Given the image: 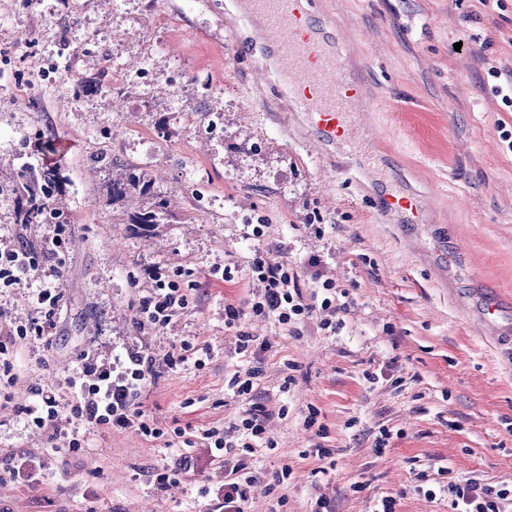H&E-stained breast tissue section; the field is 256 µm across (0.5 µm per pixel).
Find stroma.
<instances>
[{
    "instance_id": "1",
    "label": "stroma",
    "mask_w": 512,
    "mask_h": 512,
    "mask_svg": "<svg viewBox=\"0 0 512 512\" xmlns=\"http://www.w3.org/2000/svg\"><path fill=\"white\" fill-rule=\"evenodd\" d=\"M224 2L0 0V185L19 180L30 154H48L71 227L59 253L40 256L43 273L63 270L52 339L18 341V379L0 386V462L37 455L48 478L0 483V512H214L240 465L255 477L246 512H313L320 496L324 512H371L384 496L396 512H448L458 479L511 488L512 106L498 88L512 73V0H314L368 62L370 120L391 133L382 154L427 198L417 224L375 216L365 160L322 147L271 102L263 75L233 50L240 33L226 27ZM89 36L114 61L78 51ZM29 39L35 57L10 54ZM41 61L56 80L42 79ZM147 63L154 81L125 80ZM89 77L102 91L86 102L72 84ZM212 104L224 109L219 133L205 128ZM149 145L159 149L150 161ZM130 171L171 197L147 236L129 217L148 199L108 197L113 176ZM257 247L297 270L307 293L317 256L349 292L344 328L321 329L316 313L291 331L249 312ZM154 267L188 305L144 327ZM228 304L244 311L237 325L224 322ZM36 315L29 283L0 288V337ZM243 331L265 352L240 351ZM137 351L156 359L138 398L150 434L91 429L64 408L58 427L79 445L52 448L23 414L37 388L66 405L83 357L116 365ZM255 365L252 399L235 395L231 377ZM255 403L274 449L223 459L198 444ZM186 452L196 469L175 473Z\"/></svg>"
}]
</instances>
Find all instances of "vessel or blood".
<instances>
[{"mask_svg": "<svg viewBox=\"0 0 512 512\" xmlns=\"http://www.w3.org/2000/svg\"><path fill=\"white\" fill-rule=\"evenodd\" d=\"M236 7L252 29L236 41V53L271 77L276 99L301 113L320 143L341 144L367 160L380 187L373 198L377 213L419 219L421 197L390 178L374 151L375 138L365 134L371 98L338 47L331 17L315 12L312 0H237Z\"/></svg>", "mask_w": 512, "mask_h": 512, "instance_id": "b4317fda", "label": "vessel or blood"}]
</instances>
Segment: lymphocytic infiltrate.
I'll list each match as a JSON object with an SVG mask.
<instances>
[{"mask_svg":"<svg viewBox=\"0 0 512 512\" xmlns=\"http://www.w3.org/2000/svg\"><path fill=\"white\" fill-rule=\"evenodd\" d=\"M248 269L259 283V290L251 302L253 314L272 318L279 324L288 325L309 316L314 311L323 314L322 325L330 331L343 328L346 304L337 302L335 284L326 279L321 283L325 293L320 304L306 302L300 287V277L287 265L269 263L262 249H254ZM39 270L35 252L22 247L0 251V284L10 287L22 280L34 278ZM152 286L149 296L142 303L143 322L147 325H163L187 304V297L176 281L170 280L161 270H152ZM59 282H45L37 288L34 300L44 312L43 322H31L13 326L12 336L26 338L37 335L49 338L54 327L53 316L60 298ZM120 380H113L112 370L83 360L79 379L73 382L72 414L95 427L133 429L149 433L150 428L135 402L148 380L157 373L153 356L141 353L128 354L123 362ZM451 512H504L505 501L512 491L480 484L472 478H464L451 485Z\"/></svg>","mask_w":512,"mask_h":512,"instance_id":"1","label":"lymphocytic infiltrate"}]
</instances>
